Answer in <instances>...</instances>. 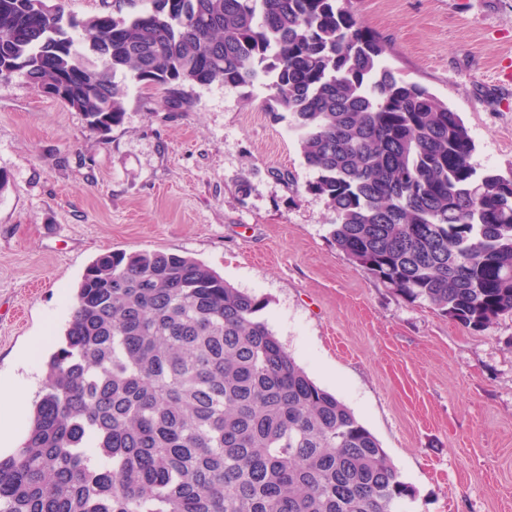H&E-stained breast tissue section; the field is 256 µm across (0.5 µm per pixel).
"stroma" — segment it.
<instances>
[{
    "label": "stroma",
    "instance_id": "stroma-1",
    "mask_svg": "<svg viewBox=\"0 0 512 512\" xmlns=\"http://www.w3.org/2000/svg\"><path fill=\"white\" fill-rule=\"evenodd\" d=\"M354 10L383 64L460 114L473 164L511 170L512 0ZM115 80L124 116L106 134L24 75L0 86V376L37 395L98 256L190 255L266 300L261 318L414 487L411 512H512V316L465 327L349 260L306 189L292 118L260 82L188 86L175 103Z\"/></svg>",
    "mask_w": 512,
    "mask_h": 512
}]
</instances>
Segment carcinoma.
Instances as JSON below:
<instances>
[{"instance_id":"obj_1","label":"carcinoma","mask_w":512,"mask_h":512,"mask_svg":"<svg viewBox=\"0 0 512 512\" xmlns=\"http://www.w3.org/2000/svg\"><path fill=\"white\" fill-rule=\"evenodd\" d=\"M0 0V67L106 133L113 75L163 88L268 80L306 190L367 274L474 329L512 316V169L480 172L458 113L381 65L353 0ZM88 35L83 61L72 29ZM265 301L204 262L114 251L87 267L26 436L0 455V512H398L415 489L379 440L258 318ZM65 12L78 20L86 19L94 14L104 11L108 1L112 5L113 0H63Z\"/></svg>"}]
</instances>
